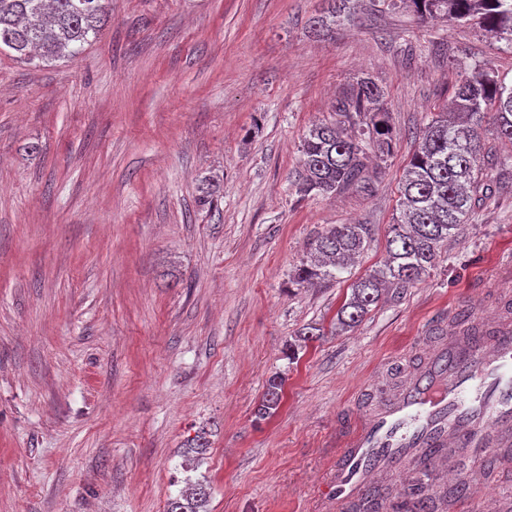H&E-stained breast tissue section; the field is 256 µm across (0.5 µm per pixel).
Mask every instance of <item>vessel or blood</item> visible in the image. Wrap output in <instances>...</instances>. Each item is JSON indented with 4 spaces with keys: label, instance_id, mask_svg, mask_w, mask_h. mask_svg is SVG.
<instances>
[{
    "label": "vessel or blood",
    "instance_id": "obj_1",
    "mask_svg": "<svg viewBox=\"0 0 512 512\" xmlns=\"http://www.w3.org/2000/svg\"><path fill=\"white\" fill-rule=\"evenodd\" d=\"M477 343L449 337L392 400L342 443L324 498L338 512L364 497L377 473L407 476V462H432L445 446L476 451L512 446V318Z\"/></svg>",
    "mask_w": 512,
    "mask_h": 512
}]
</instances>
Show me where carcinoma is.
<instances>
[{
	"label": "carcinoma",
	"instance_id": "1",
	"mask_svg": "<svg viewBox=\"0 0 512 512\" xmlns=\"http://www.w3.org/2000/svg\"><path fill=\"white\" fill-rule=\"evenodd\" d=\"M328 15L312 20L313 29L329 30L328 17L347 9L349 0H329ZM423 19L443 17L448 23L476 22L512 45V0H411ZM109 0H0V53L25 63L35 58L50 63L75 57L97 37L108 15ZM339 120L316 125L302 140V171L297 191L302 196L327 195L346 189H370L366 159L388 158L393 136L383 106V92L369 76H360L334 106ZM491 121L496 139L512 144V85L479 66L456 85L450 105L432 114L405 171L402 214L391 225L388 258L382 267L351 285L350 297L336 313V324L354 328L377 304L382 291L405 289L435 267L443 243L459 236L476 209L489 197L512 189V167L485 139L483 124ZM366 224H328L307 242L310 262L295 270L298 286L331 284L356 263L368 246ZM282 380L269 378L257 409L260 417L277 410ZM468 491L466 482L434 489L433 468L415 473L400 494L398 512H439L437 502ZM393 494L391 487L373 486L352 512H379ZM207 487L185 479V488L168 500L167 512H200Z\"/></svg>",
	"mask_w": 512,
	"mask_h": 512
}]
</instances>
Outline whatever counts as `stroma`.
Segmentation results:
<instances>
[{
    "label": "stroma",
    "mask_w": 512,
    "mask_h": 512,
    "mask_svg": "<svg viewBox=\"0 0 512 512\" xmlns=\"http://www.w3.org/2000/svg\"><path fill=\"white\" fill-rule=\"evenodd\" d=\"M325 7L111 0L77 57L0 53V512H165L187 475L208 512H321L341 442L433 326L512 300L511 191L421 282L336 329L387 257L422 128L473 68L511 83L512 46L403 0H352L320 33ZM363 74L394 131L380 178L299 196L303 137ZM328 224L368 225L367 251L336 283L292 284ZM310 325L324 334L302 341ZM274 375L281 403L257 418Z\"/></svg>",
    "instance_id": "1"
}]
</instances>
